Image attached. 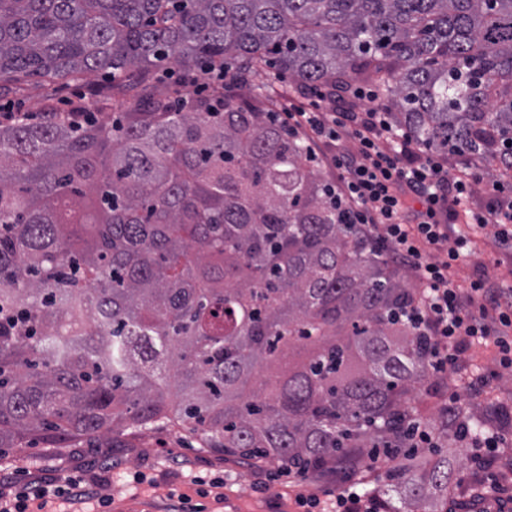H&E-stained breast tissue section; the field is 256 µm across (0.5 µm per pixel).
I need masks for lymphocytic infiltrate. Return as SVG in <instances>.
<instances>
[{
    "label": "lymphocytic infiltrate",
    "instance_id": "obj_1",
    "mask_svg": "<svg viewBox=\"0 0 512 512\" xmlns=\"http://www.w3.org/2000/svg\"><path fill=\"white\" fill-rule=\"evenodd\" d=\"M354 94L369 101L368 110L336 112L318 100L292 101L283 121L303 130L311 152L336 172L351 223L417 282L407 317L430 341L434 373L447 375L475 348L490 350L501 369L512 371V298L483 279L463 288L452 278L457 264L469 257L467 237L454 232L455 223L496 225L502 243L512 246V198L503 197L496 185L486 210L466 213L475 175L450 174L439 156L397 134L374 89L358 87ZM345 136L355 140V151L333 152ZM432 249L437 259H429ZM458 402L451 397L443 414L462 441L481 455L505 445L503 434L484 433L460 420ZM92 496L91 488L76 481L66 490L47 484L18 495L0 491V512H59L60 505Z\"/></svg>",
    "mask_w": 512,
    "mask_h": 512
}]
</instances>
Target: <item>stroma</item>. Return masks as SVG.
Segmentation results:
<instances>
[{"mask_svg": "<svg viewBox=\"0 0 512 512\" xmlns=\"http://www.w3.org/2000/svg\"><path fill=\"white\" fill-rule=\"evenodd\" d=\"M118 88H102L97 75L89 74L79 82L55 87L27 86L21 92L0 96V110L40 114L53 107L65 112L81 106L103 120L111 119L114 111L104 105L105 98H121ZM473 255L459 266L455 279L466 285L472 279L484 278L512 289V249L501 245L494 225H487L474 237ZM488 380L490 398L463 394L462 403L472 416L488 426L512 434V374L498 369L494 361L482 362ZM447 458L448 469L455 482L450 488L449 501H468L475 491L474 483L483 479L471 452L461 442H448L440 451ZM111 466L113 476L96 491L110 497L111 512H175L177 495L182 489L180 475L190 471L217 480L232 475L234 483L225 489L223 499L198 497L199 512H294L287 486L273 484L261 488L264 476L256 467L243 465L237 459L213 453L203 448L198 438L181 428L161 424L142 429L96 438L75 436L51 448L35 441L21 459L0 468V480L13 491H21L41 481L61 483L64 478L91 479L94 468ZM140 472L147 475L150 485L146 492L133 493L123 481L124 475Z\"/></svg>", "mask_w": 512, "mask_h": 512, "instance_id": "obj_1", "label": "stroma"}]
</instances>
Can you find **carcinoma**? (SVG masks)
I'll list each match as a JSON object with an SVG mask.
<instances>
[{
  "mask_svg": "<svg viewBox=\"0 0 512 512\" xmlns=\"http://www.w3.org/2000/svg\"><path fill=\"white\" fill-rule=\"evenodd\" d=\"M169 64L248 97L0 125V451L166 422L303 474L390 460L388 512L448 501L412 292L263 76L332 98L361 75L398 132L512 181V0H0L3 92ZM446 381V379L441 380L433 376L412 388L411 396L418 408L422 425L431 427L440 420L442 416L441 392Z\"/></svg>",
  "mask_w": 512,
  "mask_h": 512,
  "instance_id": "1",
  "label": "carcinoma"
}]
</instances>
